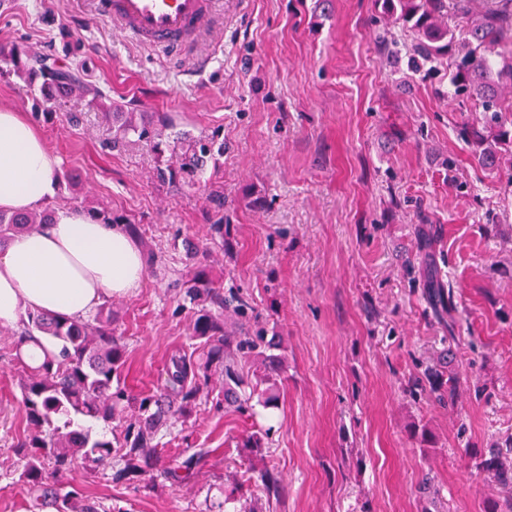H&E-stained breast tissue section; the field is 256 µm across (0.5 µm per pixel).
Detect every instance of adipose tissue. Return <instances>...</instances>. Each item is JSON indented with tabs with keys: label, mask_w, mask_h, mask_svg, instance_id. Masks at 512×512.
Wrapping results in <instances>:
<instances>
[{
	"label": "adipose tissue",
	"mask_w": 512,
	"mask_h": 512,
	"mask_svg": "<svg viewBox=\"0 0 512 512\" xmlns=\"http://www.w3.org/2000/svg\"><path fill=\"white\" fill-rule=\"evenodd\" d=\"M57 158L22 113L0 107V211L29 212L56 195ZM146 266L125 225L60 206L52 223L0 246V325L27 312L85 318L141 287Z\"/></svg>",
	"instance_id": "adipose-tissue-1"
}]
</instances>
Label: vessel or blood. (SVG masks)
<instances>
[{
  "label": "vessel or blood",
  "mask_w": 512,
  "mask_h": 512,
  "mask_svg": "<svg viewBox=\"0 0 512 512\" xmlns=\"http://www.w3.org/2000/svg\"><path fill=\"white\" fill-rule=\"evenodd\" d=\"M95 16L124 36L178 59L224 17L217 0H90Z\"/></svg>",
  "instance_id": "1"
}]
</instances>
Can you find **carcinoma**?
Listing matches in <instances>:
<instances>
[{
  "mask_svg": "<svg viewBox=\"0 0 512 512\" xmlns=\"http://www.w3.org/2000/svg\"><path fill=\"white\" fill-rule=\"evenodd\" d=\"M375 4L388 18L380 43L395 55H408L412 69L433 68L445 57L453 59L448 67L449 96L475 99L481 105L480 118L462 129L465 139L479 149L478 159L492 162L500 155L499 147L512 148V102L503 96L504 88L512 90V0H375ZM400 30L410 32L411 41L402 40ZM3 63L9 69H0V74L13 73L35 86L45 103L79 90L67 70H53L29 55L9 54ZM81 94L90 96L89 105L111 118L109 148L138 144L159 157L170 151L167 164L157 168L164 180L194 186L207 162L224 154V141L216 133L182 132L173 144L165 145L161 137L162 129L171 126L168 117L146 121L139 112L112 107L98 91L86 89ZM73 207L103 224H123L138 235L135 225L123 216L89 208L83 200L73 201ZM52 221L49 208L0 212V245L17 233ZM182 293L193 305L192 336L201 341L202 354L197 358L180 351L172 354L164 384L148 395H134L121 386L126 345L116 334L112 308H101L91 319L26 313L19 331L13 333L27 422L26 434L15 446L13 468L18 482L30 493L29 512H123L89 499L78 488L66 489L60 478L81 462L111 472L116 480L149 484L159 472L161 430L189 414L216 368H223L224 390L235 392L233 402L239 408L249 401L238 392L245 385L237 369L239 355L260 360L267 377L281 376L282 359L274 354L277 342L267 338L265 329L237 337L224 331V314L244 317L251 309L242 294L214 286L204 268L183 280ZM423 294L434 311H451L452 294L430 270L423 281ZM35 336L58 347L59 353L46 351L39 364L27 363L23 346ZM418 368L408 385L409 395L454 405L457 373L445 376L424 363ZM79 417L123 419L124 434L113 440L93 438L79 424ZM473 467L512 488V442L490 449L475 459Z\"/></svg>",
  "mask_w": 512,
  "mask_h": 512,
  "instance_id": "cac0c4a2",
  "label": "carcinoma"
}]
</instances>
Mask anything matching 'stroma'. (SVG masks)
Wrapping results in <instances>:
<instances>
[{
    "label": "stroma",
    "instance_id": "35a3bbf8",
    "mask_svg": "<svg viewBox=\"0 0 512 512\" xmlns=\"http://www.w3.org/2000/svg\"><path fill=\"white\" fill-rule=\"evenodd\" d=\"M11 2L0 48L224 138L196 188L163 183L148 148H104L112 125L86 98L38 113L27 82L0 76V105L34 115L59 159L57 204L74 195L123 215L157 254L141 288L112 301L122 384L156 391L172 353L198 350L174 281L200 266L240 290L285 366L275 405L226 406L216 376L189 419L162 429L163 467L204 455L187 480L161 475L148 489L79 464L63 483L123 512H485L512 496L473 467L512 441V156L479 165L458 134L475 105L449 97L447 64L414 72L390 56L374 0H220L222 30L177 64L89 0ZM220 220L226 250L206 244ZM429 266L451 284V321L422 295ZM12 332L0 328V512H25L10 468L26 429ZM421 361L458 373L454 407L408 395ZM414 424L432 443L411 436ZM255 432L262 447H246ZM267 468L280 494L263 488Z\"/></svg>",
    "mask_w": 512,
    "mask_h": 512
}]
</instances>
